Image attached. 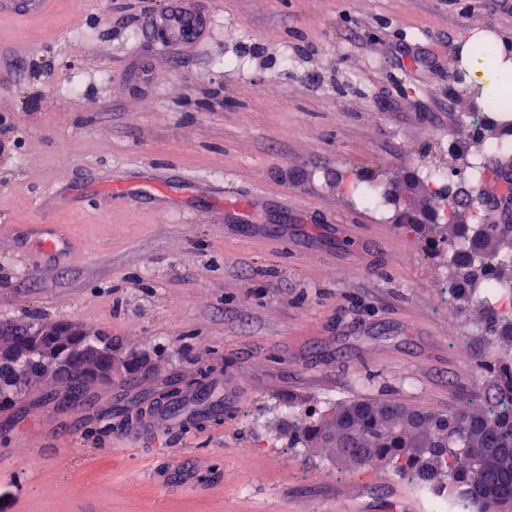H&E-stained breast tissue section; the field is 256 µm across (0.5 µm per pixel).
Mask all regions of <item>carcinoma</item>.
Returning a JSON list of instances; mask_svg holds the SVG:
<instances>
[{"instance_id": "cac0c4a2", "label": "carcinoma", "mask_w": 512, "mask_h": 512, "mask_svg": "<svg viewBox=\"0 0 512 512\" xmlns=\"http://www.w3.org/2000/svg\"><path fill=\"white\" fill-rule=\"evenodd\" d=\"M500 55L497 47L483 42L471 48V57L482 60L495 74L487 86L470 82L465 87L483 104L481 127H493L490 114L507 111V98H512V71L502 67ZM425 223L442 226L448 243L458 245L451 255L455 274L448 288L453 301L473 300L480 281L470 270L485 257H501L496 275L500 283L512 286V230L483 224L480 234L466 235L463 223L454 218V207L447 203L430 210ZM90 377L76 372L65 387L81 400ZM395 407L386 400L331 403L328 414L304 427L294 425V433L305 450L321 447L334 434L335 454L362 449L363 465L390 466L416 487L435 483L450 490L469 487L477 507H501L512 501V368L496 375L494 400L486 413L457 411L443 416L408 407L395 415ZM475 448L483 449V458L474 455Z\"/></svg>"}]
</instances>
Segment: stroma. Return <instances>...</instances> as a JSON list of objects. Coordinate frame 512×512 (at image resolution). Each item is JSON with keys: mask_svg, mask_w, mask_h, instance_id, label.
I'll use <instances>...</instances> for the list:
<instances>
[{"mask_svg": "<svg viewBox=\"0 0 512 512\" xmlns=\"http://www.w3.org/2000/svg\"><path fill=\"white\" fill-rule=\"evenodd\" d=\"M165 0H53L0 17V321L112 338L123 365L68 411L30 383L0 412V512H336L366 468L291 446L288 417L388 399L482 409L483 311L448 294L444 249L359 204L408 171L464 168L473 31L512 44V0H196L197 44L162 49ZM114 172L129 198L106 203ZM167 183L160 211L155 183ZM260 196L228 217L218 187ZM67 252H39L34 225ZM217 375L214 432L137 446L106 410ZM196 483L166 485L174 464ZM67 485L80 494L64 493Z\"/></svg>", "mask_w": 512, "mask_h": 512, "instance_id": "stroma-1", "label": "stroma"}]
</instances>
